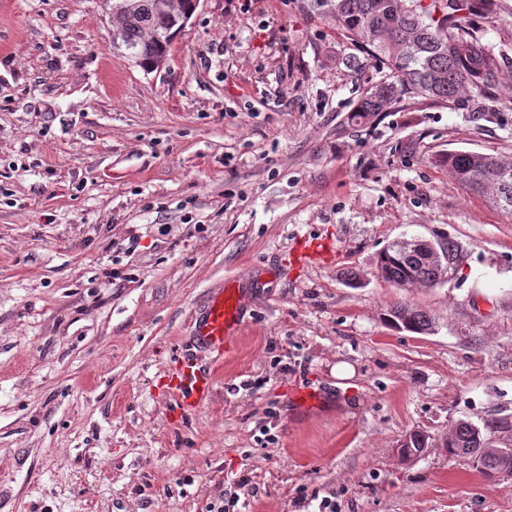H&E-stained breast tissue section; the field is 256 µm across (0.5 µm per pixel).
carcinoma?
Instances as JSON below:
<instances>
[{"instance_id":"carcinoma-1","label":"carcinoma","mask_w":512,"mask_h":512,"mask_svg":"<svg viewBox=\"0 0 512 512\" xmlns=\"http://www.w3.org/2000/svg\"><path fill=\"white\" fill-rule=\"evenodd\" d=\"M497 0H334L331 12L347 38L382 68L388 78L373 84L355 108L354 118L383 112L405 95L450 102L466 86H484L497 71L490 44L463 29L465 16L494 13ZM143 24L127 29L123 47L141 65L170 50V17L140 3ZM458 182L512 213V162L480 152L448 153Z\"/></svg>"}]
</instances>
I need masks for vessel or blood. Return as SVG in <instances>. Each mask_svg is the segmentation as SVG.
Returning <instances> with one entry per match:
<instances>
[{
    "label": "vessel or blood",
    "instance_id": "vessel-or-blood-1",
    "mask_svg": "<svg viewBox=\"0 0 512 512\" xmlns=\"http://www.w3.org/2000/svg\"><path fill=\"white\" fill-rule=\"evenodd\" d=\"M246 308V300L236 286L227 285L215 291L193 321V344L214 358H222ZM173 390L179 408L188 413L207 402L212 383L203 371L189 364L179 371Z\"/></svg>",
    "mask_w": 512,
    "mask_h": 512
}]
</instances>
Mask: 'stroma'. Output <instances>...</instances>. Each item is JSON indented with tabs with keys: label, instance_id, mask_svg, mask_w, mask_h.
<instances>
[{
	"label": "stroma",
	"instance_id": "35a3bbf8",
	"mask_svg": "<svg viewBox=\"0 0 512 512\" xmlns=\"http://www.w3.org/2000/svg\"><path fill=\"white\" fill-rule=\"evenodd\" d=\"M111 8L0 0V512H512L447 447L462 421L512 445V214L442 161L512 160V0L470 18L492 84L357 122L386 72L328 0H202L153 72ZM413 236L457 243L447 279L377 277ZM229 280L215 362L190 327ZM188 357L212 394L183 415ZM403 307V306H400ZM396 307L388 316L389 321L397 328L428 334L433 330L432 321L428 316L422 317V312L408 307Z\"/></svg>",
	"mask_w": 512,
	"mask_h": 512
}]
</instances>
